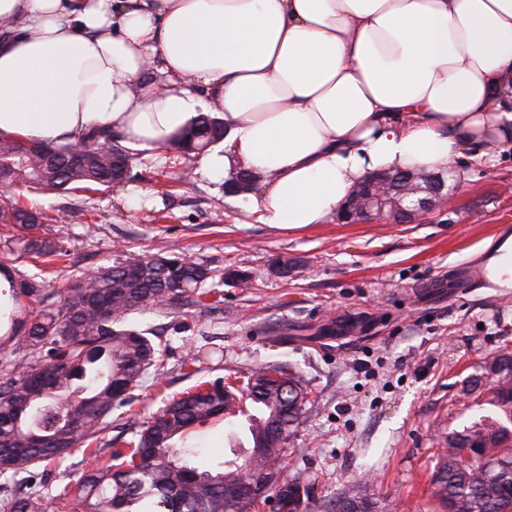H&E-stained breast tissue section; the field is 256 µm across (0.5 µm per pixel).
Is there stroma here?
<instances>
[{
    "label": "stroma",
    "mask_w": 512,
    "mask_h": 512,
    "mask_svg": "<svg viewBox=\"0 0 512 512\" xmlns=\"http://www.w3.org/2000/svg\"><path fill=\"white\" fill-rule=\"evenodd\" d=\"M197 155L137 158L135 180L98 191L36 194L34 205L66 250L50 291L127 253H175L216 273L241 269L249 287L225 286L221 304H180L138 316L167 347L164 375L134 390L102 435H130L168 397L218 378L277 364L297 372L309 402L290 437L283 473L299 480V507L277 490L258 512H335L355 488L393 512H433L430 477L448 431L475 414L464 378L512 352V299L489 288L435 287L451 268L486 252L512 227V156L473 167L461 190L413 224L258 223L224 184L197 175ZM148 192L132 210L125 195ZM292 268L280 277V263ZM199 350L195 372L182 367Z\"/></svg>",
    "instance_id": "stroma-1"
}]
</instances>
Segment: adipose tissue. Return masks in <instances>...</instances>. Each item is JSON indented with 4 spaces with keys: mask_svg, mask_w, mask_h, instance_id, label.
<instances>
[{
    "mask_svg": "<svg viewBox=\"0 0 512 512\" xmlns=\"http://www.w3.org/2000/svg\"><path fill=\"white\" fill-rule=\"evenodd\" d=\"M511 87L512 0H0V132L159 149L223 113L199 173L250 170L280 229L377 171L496 166Z\"/></svg>",
    "mask_w": 512,
    "mask_h": 512,
    "instance_id": "1",
    "label": "adipose tissue"
}]
</instances>
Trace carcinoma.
<instances>
[{
	"mask_svg": "<svg viewBox=\"0 0 512 512\" xmlns=\"http://www.w3.org/2000/svg\"><path fill=\"white\" fill-rule=\"evenodd\" d=\"M224 118L201 112L171 138V145L206 150L224 140ZM83 159L72 144L54 146L47 161L17 136L0 133V223L18 231L17 260L45 258L52 262L65 250L51 237L40 215L6 195L22 181L44 192L63 193L75 185H112L113 157L132 178V151L112 142V134L94 131L83 138ZM10 283L9 304L0 314V344L11 354L0 357V512H46V503L75 505L77 512H254L253 497L232 491L244 482L265 489L280 485L282 500L300 495L295 480L280 481L279 461L294 433L309 392L301 377L279 365L252 372L237 386L221 379L198 385L168 399L131 439L117 437L106 447L92 445L108 425L112 412L125 406L145 379L164 370L165 349L154 332L130 320L180 302L191 295H222L205 284L217 276L203 263L175 254H130L90 277L73 280L62 298L29 315L27 299L47 300L40 275L14 273L0 265ZM249 287L245 271L229 270L217 277ZM47 358L48 364L40 363ZM504 373L495 382L487 376L489 362L464 380L465 391L484 398L493 412L448 433L445 449L431 475L437 512H512V353L491 357ZM249 401L259 411L250 431L249 459L228 466L221 461L208 470L191 465L196 455L189 441L199 426L235 412ZM279 421L278 441L267 435ZM88 456L109 453L111 463L85 473L76 483H59L48 492L36 483L34 471L51 458L76 451ZM336 512H385L358 490L336 499Z\"/></svg>",
	"mask_w": 512,
	"mask_h": 512,
	"instance_id": "cac0c4a2",
	"label": "carcinoma"
}]
</instances>
